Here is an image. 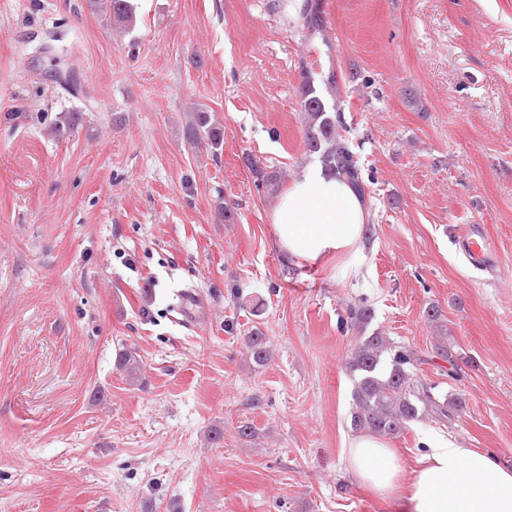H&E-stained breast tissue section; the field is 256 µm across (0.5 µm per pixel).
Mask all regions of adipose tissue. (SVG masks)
<instances>
[{
	"label": "adipose tissue",
	"mask_w": 512,
	"mask_h": 512,
	"mask_svg": "<svg viewBox=\"0 0 512 512\" xmlns=\"http://www.w3.org/2000/svg\"><path fill=\"white\" fill-rule=\"evenodd\" d=\"M369 213L359 191L321 162L302 163L270 214L273 242L298 264L330 254L359 253ZM413 471H405L379 437L359 433L348 442L352 479L399 512H512V470L497 455L460 448L435 435Z\"/></svg>",
	"instance_id": "1"
}]
</instances>
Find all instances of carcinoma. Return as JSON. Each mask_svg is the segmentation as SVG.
Here are the masks:
<instances>
[{
    "label": "carcinoma",
    "mask_w": 512,
    "mask_h": 512,
    "mask_svg": "<svg viewBox=\"0 0 512 512\" xmlns=\"http://www.w3.org/2000/svg\"><path fill=\"white\" fill-rule=\"evenodd\" d=\"M91 10L100 13L113 24L129 29L135 19L132 0H88ZM303 25L308 30H318L324 25L322 11L313 6L303 13ZM301 108L305 114L304 144L308 152L319 155L323 165L344 177L356 188H361L360 169L354 159L349 141L339 133L336 113L329 112L309 78H304L300 90ZM84 112L73 110L65 113L53 127V134L61 136L83 123ZM189 144L203 146L213 156L222 153L224 129L212 121L209 112L195 108L185 124ZM247 164L256 177V186L266 192L275 190L281 180L277 171L269 172L259 163L249 159ZM251 359L262 364L268 361L269 350L264 337L253 334L247 339ZM389 355L390 368H382V356ZM424 363L411 348L395 345L382 336H370L357 348L353 366L362 373L354 391V410L351 423L354 429L377 436H397L407 425L420 416H429L446 422L457 416L462 408V398L452 393L437 394L432 388L418 387L415 379L418 365ZM118 365L129 384L140 381L141 362L135 353L126 351L119 355Z\"/></svg>",
    "instance_id": "carcinoma-1"
}]
</instances>
